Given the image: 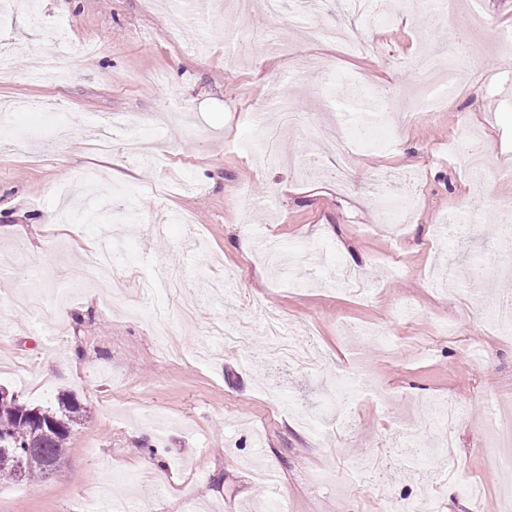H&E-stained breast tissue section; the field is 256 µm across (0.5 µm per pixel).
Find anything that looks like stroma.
Returning a JSON list of instances; mask_svg holds the SVG:
<instances>
[{"label":"stroma","instance_id":"35a3bbf8","mask_svg":"<svg viewBox=\"0 0 512 512\" xmlns=\"http://www.w3.org/2000/svg\"><path fill=\"white\" fill-rule=\"evenodd\" d=\"M69 37L56 74L34 81L43 31L27 13L0 26V385L47 405L71 392L86 411L52 473L0 481V512H83L112 477L113 503L153 512H386L426 498L429 512H498L512 467L481 454L490 414H512V335L487 308L491 288L448 279L512 223V43L482 40L444 108L397 122L377 118L374 149L354 151L350 182L336 179L337 140L362 137L364 108L416 87L399 66L429 28L425 10L372 0L391 22L325 0V20L368 32L374 49L340 57L304 38L301 22L249 15L234 0H42ZM308 57L289 71L291 54ZM166 82L154 84L152 75ZM320 122L322 137L282 129L280 160L253 146L252 100L278 101ZM188 116L190 135L167 115ZM150 112L151 127L109 126ZM493 160L484 224L449 245L442 231L468 206L471 185L448 146L462 121ZM414 176L411 224L385 223V195ZM98 175L92 225L57 223L51 184ZM187 224L171 223L174 215ZM118 239L128 296L105 303L79 287L88 248ZM248 241L249 252L239 248ZM232 278L234 294L209 283ZM74 282L72 321L52 289ZM281 311L317 354L285 370L266 353L260 307ZM385 328L391 353L371 340ZM465 408L453 429L454 473L440 457L403 450L430 440L421 425L445 397Z\"/></svg>","mask_w":512,"mask_h":512}]
</instances>
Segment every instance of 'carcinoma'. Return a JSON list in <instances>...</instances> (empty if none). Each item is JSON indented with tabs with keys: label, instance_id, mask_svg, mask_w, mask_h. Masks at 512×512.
Here are the masks:
<instances>
[{
	"label": "carcinoma",
	"instance_id": "1",
	"mask_svg": "<svg viewBox=\"0 0 512 512\" xmlns=\"http://www.w3.org/2000/svg\"><path fill=\"white\" fill-rule=\"evenodd\" d=\"M82 417L83 408L70 393L57 395L51 405L30 406L0 386V456L21 462L29 480L43 477L64 457L71 431Z\"/></svg>",
	"mask_w": 512,
	"mask_h": 512
}]
</instances>
